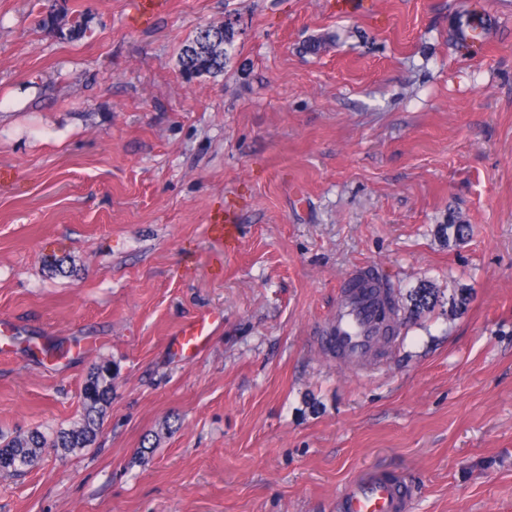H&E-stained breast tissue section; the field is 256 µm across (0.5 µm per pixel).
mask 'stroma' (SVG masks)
Instances as JSON below:
<instances>
[{"mask_svg":"<svg viewBox=\"0 0 512 512\" xmlns=\"http://www.w3.org/2000/svg\"><path fill=\"white\" fill-rule=\"evenodd\" d=\"M60 2L83 36L0 0V99L35 89L0 111V434L70 427L89 371L117 375L95 444L0 476V512H336L376 471L410 512H512V0H169L146 29ZM227 21L223 74L186 79ZM363 265L436 299L361 374L317 336ZM204 312L207 350L175 355ZM224 26H214L205 35L197 31L195 36L183 47L180 56L183 72L193 78L202 74L218 76L224 72V67L230 62L234 49L235 31L232 24L225 25L224 41L217 47L208 46L215 37L223 40Z\"/></svg>","mask_w":512,"mask_h":512,"instance_id":"35a3bbf8","label":"stroma"}]
</instances>
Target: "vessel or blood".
<instances>
[{
  "instance_id": "vessel-or-blood-1",
  "label": "vessel or blood",
  "mask_w": 512,
  "mask_h": 512,
  "mask_svg": "<svg viewBox=\"0 0 512 512\" xmlns=\"http://www.w3.org/2000/svg\"><path fill=\"white\" fill-rule=\"evenodd\" d=\"M168 0H132L131 21L149 26L165 11ZM383 292L376 270L357 271L344 282L336 307L320 331L319 346L341 364L367 371L384 340ZM211 318L202 315L183 326L175 347L181 354L198 358L208 346ZM411 492L401 478L374 475L354 482L340 498L341 512H408Z\"/></svg>"
}]
</instances>
